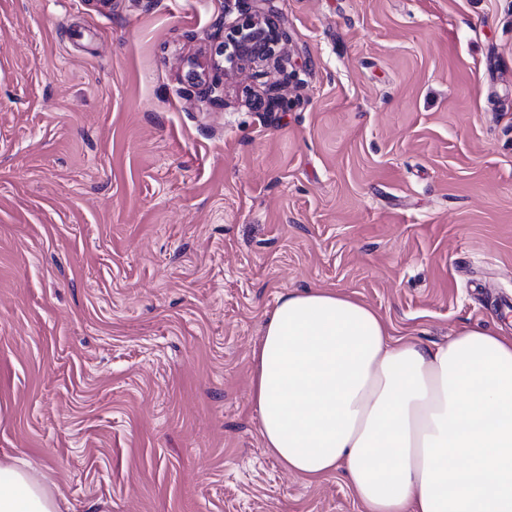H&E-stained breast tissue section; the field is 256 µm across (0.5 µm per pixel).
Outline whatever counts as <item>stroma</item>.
<instances>
[{"label": "stroma", "mask_w": 512, "mask_h": 512, "mask_svg": "<svg viewBox=\"0 0 512 512\" xmlns=\"http://www.w3.org/2000/svg\"><path fill=\"white\" fill-rule=\"evenodd\" d=\"M289 107L193 83L224 0H0V458L67 512H362L265 448L282 295L512 336V0H267Z\"/></svg>", "instance_id": "1"}]
</instances>
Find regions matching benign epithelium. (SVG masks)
Listing matches in <instances>:
<instances>
[{
	"label": "benign epithelium",
	"mask_w": 512,
	"mask_h": 512,
	"mask_svg": "<svg viewBox=\"0 0 512 512\" xmlns=\"http://www.w3.org/2000/svg\"><path fill=\"white\" fill-rule=\"evenodd\" d=\"M265 2L224 0L223 16L216 23V43L206 69L196 75L210 102L224 103V79L230 75H259L280 68L288 41L286 21L270 16L263 8ZM242 93L251 105L267 112L283 105L282 98H264L249 86L243 87Z\"/></svg>",
	"instance_id": "benign-epithelium-1"
}]
</instances>
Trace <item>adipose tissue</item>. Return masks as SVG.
<instances>
[{
	"instance_id": "adipose-tissue-1",
	"label": "adipose tissue",
	"mask_w": 512,
	"mask_h": 512,
	"mask_svg": "<svg viewBox=\"0 0 512 512\" xmlns=\"http://www.w3.org/2000/svg\"><path fill=\"white\" fill-rule=\"evenodd\" d=\"M253 358L260 434L289 471L344 470L364 512H512V336L428 346L314 289L280 298ZM66 505L25 457L0 459V512Z\"/></svg>"
}]
</instances>
